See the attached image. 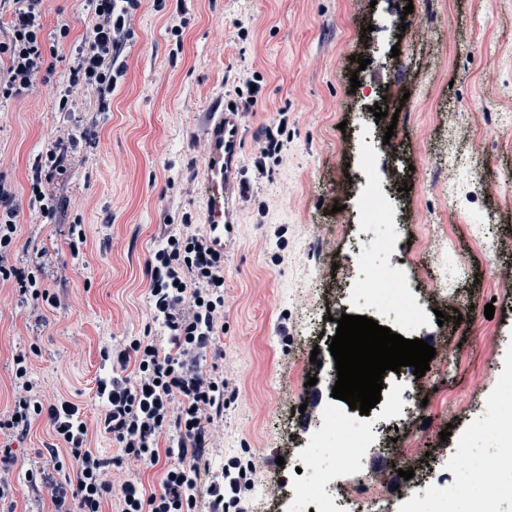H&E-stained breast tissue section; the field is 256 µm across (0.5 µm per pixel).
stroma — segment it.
Returning a JSON list of instances; mask_svg holds the SVG:
<instances>
[{
    "mask_svg": "<svg viewBox=\"0 0 512 512\" xmlns=\"http://www.w3.org/2000/svg\"><path fill=\"white\" fill-rule=\"evenodd\" d=\"M43 21L49 31L60 22L70 27L56 62L63 90L76 47L91 35L87 0H44ZM177 24L178 37L171 31ZM131 27L106 111L87 88L71 90L65 112L40 87L0 103V177L19 207L18 243L6 262L37 272L57 297L35 310L15 281L0 282V417L11 409L21 355L44 404L78 406L88 446L119 456L101 427L98 383L112 372L113 352L162 332L149 309L148 264L168 234H208L201 194L208 113L231 104L242 114L243 183L233 193L237 222L224 247L225 327L213 336L206 364L233 396L211 427L196 512H207V487L222 480L225 464L246 474L240 495L225 492V512H289L292 463L322 428L337 381L329 350L337 325L324 316L312 324L306 315L335 310L358 272V250L376 235L358 222L365 151L379 155L377 180L390 158L406 169L408 189L392 202L395 243L381 261L428 308L406 337L426 341L436 361L450 363L452 394L405 421L416 441L409 459L415 485L398 475L395 425L380 414L366 453L354 460L338 452L336 478L353 488L372 477L391 512H407L412 496L441 512L435 490L458 477L453 449L466 440L477 449L472 467L499 485L498 512H512V470L497 468L501 451L481 431L489 416L512 413V298L490 292L494 266L512 265V184L491 179L512 172V130L498 129L503 113H512V0H169L161 11L143 0ZM384 92L402 100L398 117L370 115ZM88 127L95 144H81L55 174L56 211L41 216L30 206L28 180L47 135ZM270 129L278 130L280 148L264 155ZM450 138L483 165L458 169V225L440 246L449 262L469 263L471 278L456 293L476 299L473 310L430 292L420 250L444 203L438 165ZM337 203L342 211H334ZM74 224L86 236L76 257L68 247ZM479 224L490 225L491 236L477 247ZM311 268L321 287H308ZM441 313L446 322H438ZM308 377L316 385H305ZM0 448L11 451L15 512H52L46 491L29 477L52 468L50 449L66 448L48 416L26 434L0 433Z\"/></svg>",
    "mask_w": 512,
    "mask_h": 512,
    "instance_id": "1",
    "label": "stroma"
}]
</instances>
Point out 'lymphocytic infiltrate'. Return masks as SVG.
<instances>
[{
	"label": "lymphocytic infiltrate",
	"instance_id": "f902f5d3",
	"mask_svg": "<svg viewBox=\"0 0 512 512\" xmlns=\"http://www.w3.org/2000/svg\"><path fill=\"white\" fill-rule=\"evenodd\" d=\"M44 0H12L8 29L0 37V99L19 97L35 85H51L56 68L55 48L70 33L67 23L45 32ZM141 0H90L93 27L89 39L76 49L70 88L91 87L99 108L115 88L124 67L119 58L131 35V21ZM88 133L65 138L47 137L44 160L33 172L30 201L42 214L55 208L44 180L61 170L65 155L75 152ZM15 195L0 178V279H16L21 295L32 302L54 303L47 287L32 273L6 267L15 247L18 209ZM155 319L168 331V346L153 340H132L116 355L118 371L99 384L105 401L103 429L118 442L123 459L153 464L159 459V439L178 437L177 461L171 464L160 491L145 492L138 483L112 485L111 459L86 446V432L77 407L61 400L46 412L53 428L63 429L76 479L62 484L41 473L54 512H103L107 498L118 497L119 512H194L196 478L202 464L209 427L224 413V382L206 370L204 354L224 318V250L207 235H169L154 253L148 268ZM135 364L134 376L123 373ZM11 416L0 427L28 432L42 412L32 395L31 368L18 361Z\"/></svg>",
	"mask_w": 512,
	"mask_h": 512
}]
</instances>
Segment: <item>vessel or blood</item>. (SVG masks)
<instances>
[{"instance_id":"1","label":"vessel or blood","mask_w":512,"mask_h":512,"mask_svg":"<svg viewBox=\"0 0 512 512\" xmlns=\"http://www.w3.org/2000/svg\"><path fill=\"white\" fill-rule=\"evenodd\" d=\"M212 122L207 177L203 188L212 237L220 243L224 240L228 225L236 221L232 193L237 160L243 145V131L238 114L234 111L214 109Z\"/></svg>"}]
</instances>
